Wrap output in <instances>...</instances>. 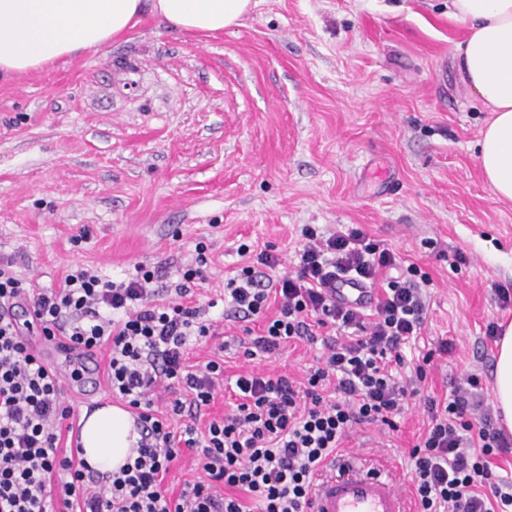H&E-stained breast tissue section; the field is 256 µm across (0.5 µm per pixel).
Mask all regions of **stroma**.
Instances as JSON below:
<instances>
[{
    "label": "stroma",
    "mask_w": 512,
    "mask_h": 512,
    "mask_svg": "<svg viewBox=\"0 0 512 512\" xmlns=\"http://www.w3.org/2000/svg\"><path fill=\"white\" fill-rule=\"evenodd\" d=\"M467 34L448 0H256L240 26L202 37L145 19L126 40L0 83V259L59 287L85 266L122 280L169 263L168 282L208 246L196 303L245 266L239 245L274 246L294 271L301 230L361 225L425 279L419 336L399 374L440 341L394 427L346 451L395 462L428 426L423 398L478 374L493 398L488 324L512 322V202L475 159L489 118L455 64ZM320 345L252 360L230 348L224 379L260 369L303 381Z\"/></svg>",
    "instance_id": "35a3bbf8"
}]
</instances>
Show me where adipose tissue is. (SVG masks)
I'll return each instance as SVG.
<instances>
[{"mask_svg":"<svg viewBox=\"0 0 512 512\" xmlns=\"http://www.w3.org/2000/svg\"><path fill=\"white\" fill-rule=\"evenodd\" d=\"M251 7L252 0H0V80L98 50L148 14L171 32L213 35L237 26ZM448 16L468 29L456 48L460 78L491 114L476 144L478 166L494 195L512 201V0H448ZM494 395L512 431V326L498 346ZM133 442L121 407L86 416L82 444L92 467L118 471Z\"/></svg>","mask_w":512,"mask_h":512,"instance_id":"ef3b65f1","label":"adipose tissue"}]
</instances>
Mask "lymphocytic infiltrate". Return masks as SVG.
Here are the masks:
<instances>
[{"mask_svg":"<svg viewBox=\"0 0 512 512\" xmlns=\"http://www.w3.org/2000/svg\"><path fill=\"white\" fill-rule=\"evenodd\" d=\"M196 253L166 290L157 286L161 264L135 265L120 281L79 268L46 288L0 262V512H304L349 428L392 425L410 394L393 369L405 364L402 347L420 332L425 302L399 277V258L384 241L358 226L327 235L308 226L295 272L279 273V256L264 249L225 282L224 315L243 325L245 358L296 339L322 343L300 386L260 370L228 386L223 363L189 364V339L218 334L204 309L186 301L205 279L204 245ZM343 277L380 286L373 314L336 301ZM30 315L77 359L106 352L108 387L133 409L138 435L135 458L119 471L95 470L62 448L73 411L60 378L19 332ZM337 331L346 341L334 339ZM224 386L234 412L207 419ZM161 392L170 396L164 416L154 408ZM425 406L428 427L409 450L416 512H512V479L489 462L512 439L497 427L480 378L467 375L446 401L429 397ZM183 414L187 423L172 428L170 417ZM187 451L201 475L169 493L171 464Z\"/></svg>","mask_w":512,"mask_h":512,"instance_id":"1","label":"lymphocytic infiltrate"}]
</instances>
